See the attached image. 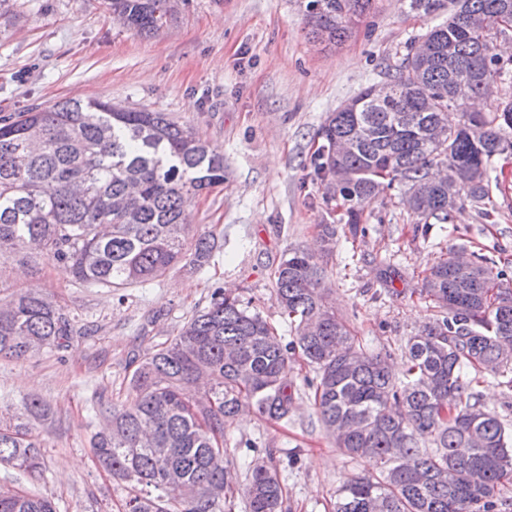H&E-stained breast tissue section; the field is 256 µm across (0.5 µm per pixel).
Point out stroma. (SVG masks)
Masks as SVG:
<instances>
[{"label":"stroma","mask_w":512,"mask_h":512,"mask_svg":"<svg viewBox=\"0 0 512 512\" xmlns=\"http://www.w3.org/2000/svg\"><path fill=\"white\" fill-rule=\"evenodd\" d=\"M15 19L0 22V117L68 99H109L168 112L191 124L224 155L223 186L191 208L192 231H215L220 248L205 272L171 270L126 289L74 284L62 268L37 257L0 265L11 288L42 287L87 322L91 336L61 352L25 361L0 359V418L19 415L35 396L52 417L34 424L45 468L32 476L0 465V487L34 489L57 512H125L134 495L97 464L91 445L101 406L125 401L137 361L175 335L212 286L252 299L281 335L289 327L272 297L271 272L291 249L320 251L319 227L336 220L310 179L316 133L326 115L362 88L384 81L406 42L435 25L405 0H374L340 46L306 36L300 0H192L178 20L150 38L113 26L102 0H18ZM487 213L464 206L454 223H416L403 189L371 205L356 232L341 229L328 258L338 314L366 351L389 356L395 372L406 342L436 315L420 294L425 272L463 245L493 258L512 288V157L495 163ZM311 368H293L287 424L247 412L227 427L228 458L239 476L247 463L274 459L285 479L288 512H332L353 477L378 474L375 461L353 459L324 436L304 384ZM470 391L512 430V382L492 372L463 371Z\"/></svg>","instance_id":"obj_1"}]
</instances>
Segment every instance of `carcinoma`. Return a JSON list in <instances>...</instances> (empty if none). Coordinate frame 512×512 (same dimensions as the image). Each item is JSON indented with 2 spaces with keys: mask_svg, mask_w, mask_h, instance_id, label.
Segmentation results:
<instances>
[{
  "mask_svg": "<svg viewBox=\"0 0 512 512\" xmlns=\"http://www.w3.org/2000/svg\"><path fill=\"white\" fill-rule=\"evenodd\" d=\"M425 16L448 10L413 38L389 83L363 89L353 108L331 112L317 132L313 180L323 203L341 202L340 220L362 223L394 185L418 224H446L468 204L490 201L492 162L512 155V59L496 53L512 32V0H407ZM112 22L140 36L177 21L190 0H103ZM372 0H306L312 38L341 43ZM493 100L469 112L466 100ZM224 184V156L167 112L100 99H65L0 117V259L46 257L74 281L127 288L181 266L200 272L218 238L190 234L188 207ZM51 185L54 192L46 194ZM457 250L428 269L421 294L438 315L406 343L404 380L381 354L361 347L336 313L316 258L288 251L273 269V295L288 320L284 341L249 299L215 287L208 306L155 346L133 371L126 402L99 412L92 438L112 478L159 491L139 493L127 512H224L237 474L227 459L225 424L243 410L288 420L292 362L315 369L313 405L325 435L352 458H374L379 475L344 486L334 512H496L512 481V436L468 391L461 368L512 370V289L495 261L467 269ZM90 329L37 288L0 303V357L61 351ZM28 419L49 413L38 398ZM429 441L428 450L420 444ZM0 463L41 474V441L29 423L0 419ZM246 512H284L275 465L255 464L243 489ZM0 512H57L47 497L0 488Z\"/></svg>",
  "mask_w": 512,
  "mask_h": 512,
  "instance_id": "1",
  "label": "carcinoma"
}]
</instances>
